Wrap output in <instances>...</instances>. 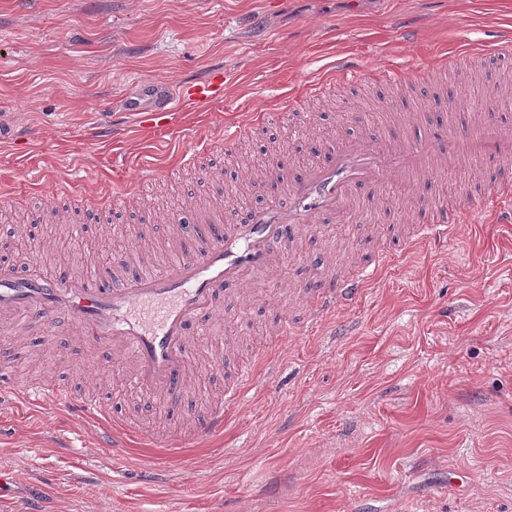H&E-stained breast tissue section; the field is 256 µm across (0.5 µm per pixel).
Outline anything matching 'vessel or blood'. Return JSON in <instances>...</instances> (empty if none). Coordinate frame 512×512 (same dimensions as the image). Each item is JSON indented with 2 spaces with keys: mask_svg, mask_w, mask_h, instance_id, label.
I'll return each mask as SVG.
<instances>
[{
  "mask_svg": "<svg viewBox=\"0 0 512 512\" xmlns=\"http://www.w3.org/2000/svg\"><path fill=\"white\" fill-rule=\"evenodd\" d=\"M511 55L512 38L455 51L442 60L441 68L448 74L469 58L497 60ZM360 77L353 57L337 56L330 69L313 80L309 95L322 96L332 82H355ZM425 78L424 70L392 65L376 75L384 85L409 82L419 87ZM223 94L224 75L219 72L206 82L184 88L179 103L200 104ZM481 155L511 158L512 128L491 119L475 139L466 131L451 132L439 126L418 141L389 144L366 136L329 135L322 155L285 180L281 193L251 210L245 220L225 222L220 209L196 211L195 222L212 225L213 231L197 250L179 252L174 262L158 265L144 256L132 271L126 258L118 256L98 267L89 279L49 274L35 262L20 273L1 267L0 321L30 318L49 326L67 316L89 342L111 347L116 357L131 363L142 394H176L191 366L196 328L214 315L229 287L261 281L280 267L321 216L361 210L363 191L408 175L433 181L449 162ZM476 202L485 205L494 220L511 221L512 179L500 177L486 183L478 195L463 187L457 200L430 208L409 226L407 245L416 246L435 232L454 236ZM385 263L382 254L370 263L356 261L345 274L330 279L310 298L303 316L305 326L319 325L336 309L353 306ZM252 373L249 363L235 371L223 400L208 407L196 436L223 432L224 408L237 401ZM5 395L16 405L51 402L71 413L92 414L107 430V445L116 453L143 436L141 429L113 416L107 405L60 386L17 387L0 380V397Z\"/></svg>",
  "mask_w": 512,
  "mask_h": 512,
  "instance_id": "vessel-or-blood-1",
  "label": "vessel or blood"
}]
</instances>
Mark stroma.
<instances>
[{
    "label": "stroma",
    "instance_id": "1",
    "mask_svg": "<svg viewBox=\"0 0 512 512\" xmlns=\"http://www.w3.org/2000/svg\"><path fill=\"white\" fill-rule=\"evenodd\" d=\"M512 35V0H0V266L57 263L43 253L62 226L79 227L72 272L89 275L101 242L160 257L188 197L216 203L211 173L232 182L223 152L195 168L197 131L297 100L295 118L235 147L257 158L278 147L310 154L323 130L373 138L405 134L426 105L413 88H382L387 63L425 64L432 98L455 86L485 100L512 85V67H466L442 81L446 51ZM359 58L360 85L304 96L337 54ZM221 66L224 98L161 124L138 104L177 101L180 87ZM124 135L98 142L104 114ZM161 169L130 202L104 209L86 197ZM512 169L452 163L439 180L390 185L363 213L317 224L261 284L229 293L197 339L178 399H142L132 370L88 344L68 319L25 320L0 331V372L20 383H65L140 424L159 447L115 454L91 419L0 399V512H512V223L486 214L451 239L406 248L404 199L453 198ZM385 249L388 264L359 302L314 331L278 336L286 314L352 261ZM241 336L224 337L221 318ZM264 352L255 382L223 435L194 439L206 406L224 396L230 367ZM457 482L449 490V482Z\"/></svg>",
    "mask_w": 512,
    "mask_h": 512
}]
</instances>
